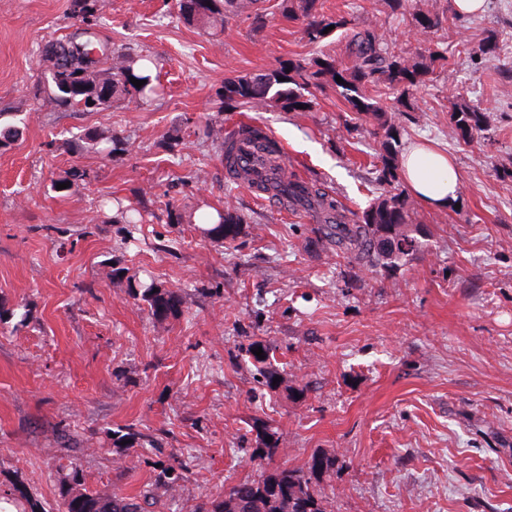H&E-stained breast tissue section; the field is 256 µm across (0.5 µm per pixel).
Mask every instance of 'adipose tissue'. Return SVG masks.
Wrapping results in <instances>:
<instances>
[{
    "label": "adipose tissue",
    "instance_id": "adipose-tissue-1",
    "mask_svg": "<svg viewBox=\"0 0 512 512\" xmlns=\"http://www.w3.org/2000/svg\"><path fill=\"white\" fill-rule=\"evenodd\" d=\"M402 167L410 190L425 203L445 208L457 201L461 184L447 156L413 147L405 153Z\"/></svg>",
    "mask_w": 512,
    "mask_h": 512
}]
</instances>
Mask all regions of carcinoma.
Listing matches in <instances>:
<instances>
[{"mask_svg":"<svg viewBox=\"0 0 512 512\" xmlns=\"http://www.w3.org/2000/svg\"><path fill=\"white\" fill-rule=\"evenodd\" d=\"M179 16L187 23L204 29H224L226 19L245 6L243 0H178ZM280 16L289 23H298L310 44H321L328 35L325 28L334 26V31L347 32L352 29L351 18L343 14L327 15L323 11V0H279ZM97 11V0H72V12L79 26L64 40L46 44L42 61L58 60L57 53L66 51L64 67L68 79L59 81L45 75L36 91L54 97L58 106L71 112H102L119 101H132L139 105H150L163 93L162 84L144 76L141 70L145 63H155L151 57L112 46V42L100 37L90 17ZM416 26L427 36L444 30V16L437 13L415 12ZM354 64L341 68L330 54L305 59H290L280 64L279 69L265 74L235 75L224 78L219 96L226 106L234 108H258L295 112L304 106L308 112L314 104L315 93L328 87L336 89L348 103L350 111L368 120L369 126L355 125L347 131L369 133L381 139L383 154L381 167L377 169L375 182L380 195L361 212L347 208L335 195L326 190L323 183L302 182L288 170L276 166L280 178L273 184L287 206L297 212L321 215L317 228L319 240L325 248L336 249L378 274L399 269L420 248L418 235L421 224L414 217L402 190L395 186L399 167L400 145L394 137L396 128L388 121V110L398 111L409 107L406 94L433 80V75L445 70L448 57L431 47L425 48L416 59H406L389 50L382 35L374 28H366L352 35ZM496 45L488 35L471 48L474 61H491ZM341 77L339 84L335 77ZM147 80L137 87L130 78ZM382 86L389 91H398L399 96L387 106L380 99L365 93L369 85ZM448 115L460 139L469 143L476 136L491 132L489 118L477 105H470L459 97L448 98ZM249 138L264 142L265 160L272 163L280 158L281 148L277 141L258 128H245ZM205 136L221 140L224 145V163L237 179H248L247 173L238 170L234 159L232 137L223 134V129L206 125ZM107 144L106 155L122 156L125 140L102 129L84 130L72 135L70 144L82 151L98 150ZM244 218L225 208L217 211V222L205 230L216 240L231 244L241 232ZM138 296L147 303L151 315L168 318L181 313L182 296L172 290L154 289L149 285L138 289ZM264 358L252 355L262 384L273 387L278 370L269 360L268 350ZM279 454L278 440L262 443L253 449L250 459L269 463L255 479L241 480L222 492L206 497L195 512H326L322 498L313 487V480L336 471V460L316 454L310 458L306 469H291L270 466ZM155 479L151 487L137 496L121 491L109 495L82 492L76 489L81 478L73 471V486L62 494L57 512H152L159 494L168 495L187 478L182 464H154ZM0 512H44L41 503L27 488L16 483L13 493L0 505Z\"/></svg>","mask_w":512,"mask_h":512,"instance_id":"1","label":"carcinoma"}]
</instances>
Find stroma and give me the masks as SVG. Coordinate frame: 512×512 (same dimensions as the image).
I'll return each instance as SVG.
<instances>
[{
	"label": "stroma",
	"mask_w": 512,
	"mask_h": 512,
	"mask_svg": "<svg viewBox=\"0 0 512 512\" xmlns=\"http://www.w3.org/2000/svg\"><path fill=\"white\" fill-rule=\"evenodd\" d=\"M437 39L444 72L412 92L396 121L402 145L447 153L461 192L455 207L410 198L426 234L393 275L369 272L315 242V221L233 181L206 122L250 119L283 147L288 168L322 179L350 209L377 196V138L350 135L335 89L309 112L218 111L225 77L265 73L326 52L351 65L337 33L322 45L302 27L253 10L211 35L184 23L170 0H98L102 36L152 55L165 94L151 106L62 112L36 94L41 50L74 29L71 0H0V122L24 120L0 152V489L23 483L55 512L72 470L85 489L139 493L152 465L186 463L187 480L155 512H194L205 493L256 476L259 433L279 440L278 465L335 457L315 487L326 512H512V0L454 17ZM356 29L383 32L415 57L428 44L410 11L383 0H326ZM493 34L483 75L466 52ZM490 112L489 140L453 133L448 99ZM107 127L129 150L108 159L70 153L65 132ZM79 169V190L52 184ZM244 215L234 246L205 236L201 205ZM141 209L129 227L118 206ZM187 221L168 224L166 207ZM119 275H112V267ZM179 291L178 316L155 319L135 288ZM268 346L281 377L256 381L247 353ZM133 426L148 443L116 448Z\"/></svg>",
	"instance_id": "obj_1"
}]
</instances>
